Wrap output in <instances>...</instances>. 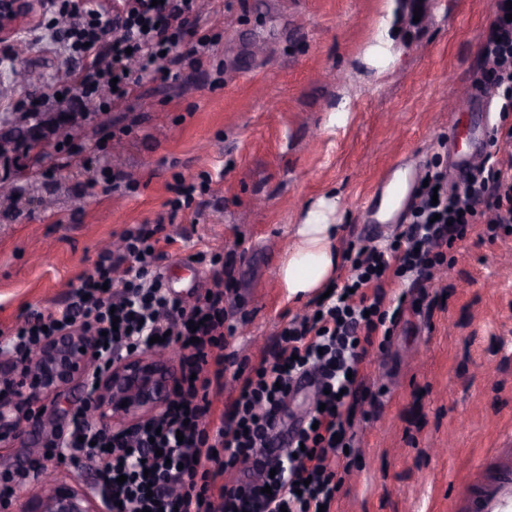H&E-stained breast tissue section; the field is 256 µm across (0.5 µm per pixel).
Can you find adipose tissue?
Returning <instances> with one entry per match:
<instances>
[{"label": "adipose tissue", "instance_id": "obj_1", "mask_svg": "<svg viewBox=\"0 0 512 512\" xmlns=\"http://www.w3.org/2000/svg\"><path fill=\"white\" fill-rule=\"evenodd\" d=\"M338 237V225L327 223L321 209L295 225L293 242L278 269L279 283L288 297L317 295L331 286L340 263Z\"/></svg>", "mask_w": 512, "mask_h": 512}]
</instances>
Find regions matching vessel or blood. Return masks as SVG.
<instances>
[{
  "label": "vessel or blood",
  "mask_w": 512,
  "mask_h": 512,
  "mask_svg": "<svg viewBox=\"0 0 512 512\" xmlns=\"http://www.w3.org/2000/svg\"><path fill=\"white\" fill-rule=\"evenodd\" d=\"M472 471L478 479L476 492L453 498L448 512H512V444L480 457Z\"/></svg>",
  "instance_id": "vessel-or-blood-1"
}]
</instances>
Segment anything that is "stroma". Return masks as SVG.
<instances>
[{
  "mask_svg": "<svg viewBox=\"0 0 512 512\" xmlns=\"http://www.w3.org/2000/svg\"><path fill=\"white\" fill-rule=\"evenodd\" d=\"M496 6L423 0L416 22L399 0H204L221 35L213 60L79 117L72 140L100 145L96 159L63 168L52 148L37 147L0 164L15 194L0 205V330L67 301L104 242L166 217L176 178L207 175L199 214L167 225L168 253L231 255L229 350L257 363L280 325L311 307L288 299L277 271L293 225L319 199L336 205L329 221L341 228V280L361 243H385L411 222L429 167L461 179L489 153L512 156V144L491 143L497 98L449 107L482 75ZM49 19L40 2L0 40V140L21 147L26 125L7 111L72 66L45 29ZM104 166L131 174L136 189L102 183ZM400 171V206L380 219ZM448 256L424 300L406 305L390 342L365 360L373 399L354 422L334 512H448L474 462L512 437V227L491 242L475 226ZM86 396L76 380L44 401L39 421L0 446V472L39 459L45 437Z\"/></svg>",
  "mask_w": 512,
  "mask_h": 512,
  "instance_id": "1",
  "label": "stroma"
}]
</instances>
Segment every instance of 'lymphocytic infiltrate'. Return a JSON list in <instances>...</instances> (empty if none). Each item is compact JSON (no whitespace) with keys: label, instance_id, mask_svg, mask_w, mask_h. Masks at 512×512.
<instances>
[{"label":"lymphocytic infiltrate","instance_id":"1","mask_svg":"<svg viewBox=\"0 0 512 512\" xmlns=\"http://www.w3.org/2000/svg\"><path fill=\"white\" fill-rule=\"evenodd\" d=\"M52 36L77 63L43 85L39 103L17 109L41 138L64 153L68 122L61 114L79 100L104 110L144 81L177 76L182 65L204 66L218 39L196 0H49ZM498 0L492 34L483 45L485 78L501 99L506 122L492 139L512 142V21ZM410 224L399 226L385 248L359 247L349 275L318 300L314 313L295 317L277 334L271 357L228 371L224 349L234 334L224 312L230 288L224 257L198 252L211 267L208 293L186 300L166 286L161 261L172 236L162 222L125 229L117 250L100 251L94 270L78 276L65 303L27 312L0 334V352L25 361L48 336L80 328L97 349L88 375L97 381L115 362L148 348L152 336L181 351L168 396L156 413L129 427L107 430L76 407L69 430L43 443V461L96 466L92 486L107 512H318L333 507L338 473L348 469L353 417L363 399L360 365L370 348L384 346L399 312L385 308L387 277L417 288L445 263L448 249L469 226L488 238L512 224V167L494 162L452 184L436 171L418 190ZM314 375L317 407L280 445L292 383ZM238 392L218 408L225 380Z\"/></svg>","mask_w":512,"mask_h":512}]
</instances>
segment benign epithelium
Here are the masks:
<instances>
[{
    "label": "benign epithelium",
    "mask_w": 512,
    "mask_h": 512,
    "mask_svg": "<svg viewBox=\"0 0 512 512\" xmlns=\"http://www.w3.org/2000/svg\"><path fill=\"white\" fill-rule=\"evenodd\" d=\"M35 2L0 0V38L33 13ZM94 355L91 338L76 329L47 340L23 365L1 364L0 374L11 379L13 394L9 400L0 401V441L21 430L32 397L55 395L75 379L86 376ZM165 370L167 359L154 349L114 363L91 394V405L99 412V420L110 426L150 414L164 394ZM26 512H103V507L99 499L81 489L66 482H51L40 495L29 499Z\"/></svg>",
    "instance_id": "benign-epithelium-1"
}]
</instances>
